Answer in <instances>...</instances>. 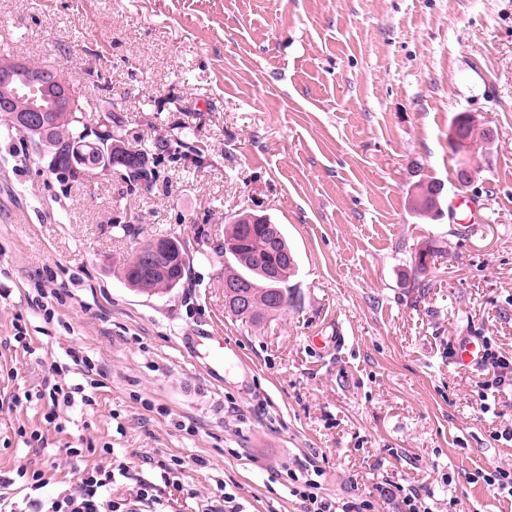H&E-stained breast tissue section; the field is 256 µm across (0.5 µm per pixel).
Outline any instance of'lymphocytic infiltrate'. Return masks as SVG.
<instances>
[{"mask_svg":"<svg viewBox=\"0 0 512 512\" xmlns=\"http://www.w3.org/2000/svg\"><path fill=\"white\" fill-rule=\"evenodd\" d=\"M104 375L98 360L72 349L67 362L55 363L36 388L12 394L11 403L16 408L33 401L42 403L43 418L52 424L59 410L92 409L95 400L90 391L100 387ZM96 453V448L90 445L67 449V456L82 464L73 483L51 482L43 463L0 472V512H173L175 493L185 490L183 473L187 466L207 465L200 456L189 462L178 459L171 463L148 456L145 464L156 471L155 479L151 480L132 473L125 465L115 469L99 464L85 466L84 458ZM286 474L293 484V496L301 500L302 512H371L373 508L368 500L342 503L320 495L319 482L304 464L287 468ZM120 477L130 480L131 486L126 497L116 500L112 487Z\"/></svg>","mask_w":512,"mask_h":512,"instance_id":"1","label":"lymphocytic infiltrate"}]
</instances>
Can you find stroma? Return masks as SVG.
Wrapping results in <instances>:
<instances>
[{"mask_svg": "<svg viewBox=\"0 0 512 512\" xmlns=\"http://www.w3.org/2000/svg\"><path fill=\"white\" fill-rule=\"evenodd\" d=\"M3 46L55 65L129 148L184 126L202 153L165 160L146 195L117 172L63 182L0 118V337L20 317L36 349H0V397L69 349L107 371L94 409L54 427L42 404L0 405V469L26 463L23 426L44 431L56 481L77 478L65 447L89 442L145 477L143 455L205 457L176 512H196L219 478L246 512H301L296 461L319 467L325 496H369L373 512H398L375 494L387 482L416 486L432 512H512L471 479L512 468V444L494 439L512 425V387L481 411L488 372L454 361L466 337L512 358V0H0ZM461 113L495 132L466 156V186L450 141ZM430 181L442 208L483 201L479 233L413 212ZM243 209L281 225L297 260L295 304L258 324L226 308L215 252ZM172 235L185 287L125 285L138 244ZM431 243L446 255L415 285ZM40 288L59 296L49 322L31 303ZM197 327L239 348L248 387L195 369L181 338Z\"/></svg>", "mask_w": 512, "mask_h": 512, "instance_id": "obj_1", "label": "stroma"}]
</instances>
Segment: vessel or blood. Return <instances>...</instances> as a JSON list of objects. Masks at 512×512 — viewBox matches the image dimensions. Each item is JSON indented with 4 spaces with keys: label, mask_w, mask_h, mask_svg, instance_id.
Masks as SVG:
<instances>
[{
    "label": "vessel or blood",
    "mask_w": 512,
    "mask_h": 512,
    "mask_svg": "<svg viewBox=\"0 0 512 512\" xmlns=\"http://www.w3.org/2000/svg\"><path fill=\"white\" fill-rule=\"evenodd\" d=\"M453 211L464 210L468 213L467 227L478 231L485 219L481 215L482 206L472 197H458L452 203ZM184 349L190 355L192 363L204 376L215 383H223L225 376L231 373L242 374L245 366L240 351L231 343L213 332H205L182 339Z\"/></svg>",
    "instance_id": "vessel-or-blood-1"
}]
</instances>
